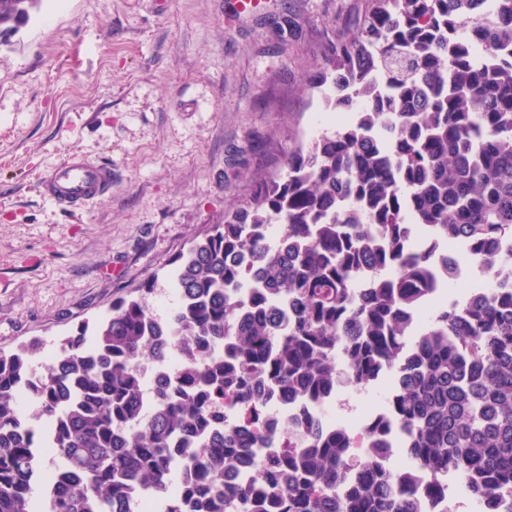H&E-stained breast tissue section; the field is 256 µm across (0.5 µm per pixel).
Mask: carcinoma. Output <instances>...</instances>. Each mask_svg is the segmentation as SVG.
I'll use <instances>...</instances> for the list:
<instances>
[{
  "mask_svg": "<svg viewBox=\"0 0 512 512\" xmlns=\"http://www.w3.org/2000/svg\"><path fill=\"white\" fill-rule=\"evenodd\" d=\"M41 2L0 0V34ZM309 81L354 119L174 258L168 317L148 280L40 370L33 345L0 353V512H130L142 492L163 512H417L413 474L432 493L450 472L471 512H512V282L495 278L512 267V0H368ZM439 248L492 287L433 303ZM388 371L407 471L313 417L305 444L269 447V409Z\"/></svg>",
  "mask_w": 512,
  "mask_h": 512,
  "instance_id": "cac0c4a2",
  "label": "carcinoma"
}]
</instances>
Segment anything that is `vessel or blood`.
<instances>
[{
	"label": "vessel or blood",
	"instance_id": "1",
	"mask_svg": "<svg viewBox=\"0 0 512 512\" xmlns=\"http://www.w3.org/2000/svg\"><path fill=\"white\" fill-rule=\"evenodd\" d=\"M38 188L51 205L75 210L111 192L112 167L72 155L48 167L40 176Z\"/></svg>",
	"mask_w": 512,
	"mask_h": 512
}]
</instances>
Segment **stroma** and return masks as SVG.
<instances>
[{"label":"stroma","instance_id":"1","mask_svg":"<svg viewBox=\"0 0 512 512\" xmlns=\"http://www.w3.org/2000/svg\"><path fill=\"white\" fill-rule=\"evenodd\" d=\"M366 0H54L0 36V350L59 340L150 278L164 317L173 258L223 223L254 176L315 135L307 77ZM73 153L112 166L77 213L38 176Z\"/></svg>","mask_w":512,"mask_h":512}]
</instances>
